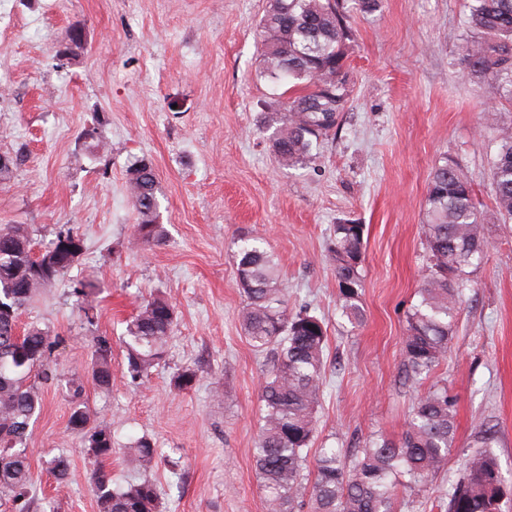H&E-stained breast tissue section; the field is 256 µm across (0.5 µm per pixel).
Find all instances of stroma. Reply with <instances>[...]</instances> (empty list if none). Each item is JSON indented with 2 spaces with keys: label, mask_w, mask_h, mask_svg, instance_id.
Masks as SVG:
<instances>
[{
  "label": "stroma",
  "mask_w": 512,
  "mask_h": 512,
  "mask_svg": "<svg viewBox=\"0 0 512 512\" xmlns=\"http://www.w3.org/2000/svg\"><path fill=\"white\" fill-rule=\"evenodd\" d=\"M468 4L384 0L381 12L351 13L353 92L336 137L320 144L316 167L285 168L262 132L285 90L263 73L257 27L267 0H0V154L19 159L0 182V225H29L40 247L67 228L84 242L79 262L20 322L57 333L54 359L68 374L86 375L97 337L109 339L112 392L89 382L84 398L112 431L113 478L136 474L124 450L131 439L148 435L163 449L149 473L161 512H267L252 448L268 361L238 320L232 255L243 237L274 253L289 306L311 304L327 323L316 446L349 451L405 431L425 390L400 368L406 312L426 274L428 175L441 158L456 159L492 211L494 132L483 111L496 104L512 116L495 82L463 71ZM73 28L81 46L67 38ZM140 159L155 169L166 231L152 249L129 245L137 214L126 182ZM348 219L364 226L358 328L338 309L326 252L332 225ZM486 237L434 374L456 399V443L427 492L398 490L397 512H441L483 418L496 424L495 451L512 473V223L487 225ZM85 279L101 288L90 323L72 295ZM157 291L174 301L176 327L164 361L138 385L120 338ZM187 366L198 379L176 390L172 378ZM39 391L32 510L97 512L95 465L69 428L66 392L53 383ZM49 448L70 461L65 484L42 469Z\"/></svg>",
  "instance_id": "1"
}]
</instances>
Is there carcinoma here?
<instances>
[{
    "label": "carcinoma",
    "instance_id": "carcinoma-1",
    "mask_svg": "<svg viewBox=\"0 0 512 512\" xmlns=\"http://www.w3.org/2000/svg\"><path fill=\"white\" fill-rule=\"evenodd\" d=\"M383 0H269L258 35L266 72L277 82L297 88L277 113L270 148L280 165L308 167L317 160L314 148L336 133L351 93V81L338 78L348 71L347 18L352 11L372 15ZM462 61L476 82L492 80L512 101V0H471L465 21ZM495 149L490 158L494 207L480 209L471 183L456 160L442 158L428 178L423 235L428 256L418 300L406 314L401 374L405 380L430 378L447 358L455 333L460 294L472 269L486 258L485 225L512 222V118L498 117L491 105ZM127 188L138 214L134 244H163L158 222V180L151 165L141 161L129 170ZM82 239L60 231L45 250L34 251L26 224L0 226V493L11 512H28L33 476L27 455L42 397L34 380H60L52 355L59 336L50 327L30 324L17 335L19 319L42 289L54 285L82 255ZM326 250L333 266L342 316L358 326L364 320L362 260L364 228L343 221L333 225ZM237 283L245 298L239 323L250 345L271 352L259 388L262 425L253 458L261 478L267 512H298L308 501L310 512H394L398 487L424 493L448 464L455 447V402L448 383L437 380L412 408L405 432L397 441L372 437L358 442L351 458L337 448L322 447L314 478L303 483V469L316 435L317 408L323 396L327 326L306 305L288 309V292L273 254L258 241H244L235 254ZM97 285L73 289L77 308L93 322ZM176 320L175 304L158 292L145 300L126 321L123 343L127 372L134 381L149 380L163 361ZM90 374L104 395L112 391V346L103 337L91 356ZM70 394V429L81 436L87 455L96 463L93 474L98 512H160L157 484L142 478L112 483L105 463L112 458V432L95 423L83 400L84 380L65 378ZM196 381L186 367L172 379L186 390ZM496 426L477 425L463 473L448 494L447 512H499L501 500L512 495L495 452ZM139 470H152L162 449L143 435L126 445ZM47 472L58 484L69 477V461L55 454Z\"/></svg>",
    "mask_w": 512,
    "mask_h": 512
}]
</instances>
